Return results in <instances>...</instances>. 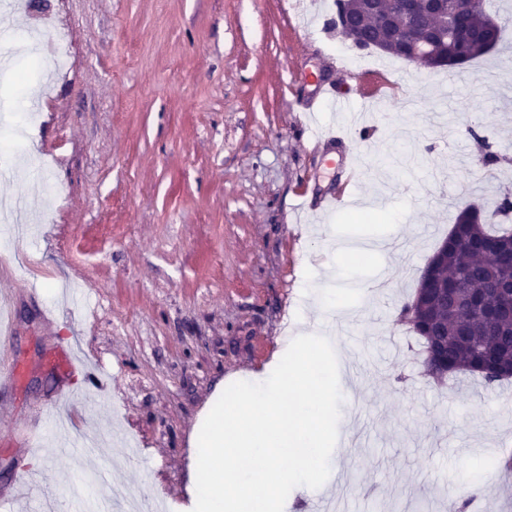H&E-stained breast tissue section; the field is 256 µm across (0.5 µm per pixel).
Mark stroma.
Here are the masks:
<instances>
[{"label":"stroma","mask_w":512,"mask_h":512,"mask_svg":"<svg viewBox=\"0 0 512 512\" xmlns=\"http://www.w3.org/2000/svg\"><path fill=\"white\" fill-rule=\"evenodd\" d=\"M322 0H20L0 12V200L37 217L0 252V323L14 322L24 367L0 416V491L30 466L27 493L93 492L79 441L31 465L18 432L59 389L82 428L115 424L144 450L99 449L137 494L187 512L193 448L223 383L261 372L306 323L305 287H337L352 318L325 332L343 395L339 431L319 489L338 512H512V379L488 387L462 374L435 384L421 341L399 321L421 271L450 231L460 197L512 193V165L478 172L471 130L512 157V6L487 0L504 32L497 48L453 70H424L376 53L384 97L339 109L324 87L353 84L364 51ZM66 23L75 65L30 51ZM38 89L42 110L30 108ZM346 131L343 142L327 135ZM363 168L347 205L317 204ZM348 246L387 248L349 261ZM386 276L384 298L357 285ZM69 343L97 371L86 385L44 366ZM484 481L466 482L468 472Z\"/></svg>","instance_id":"35a3bbf8"}]
</instances>
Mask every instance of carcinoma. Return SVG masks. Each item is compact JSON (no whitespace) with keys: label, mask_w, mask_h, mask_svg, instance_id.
Masks as SVG:
<instances>
[{"label":"carcinoma","mask_w":512,"mask_h":512,"mask_svg":"<svg viewBox=\"0 0 512 512\" xmlns=\"http://www.w3.org/2000/svg\"><path fill=\"white\" fill-rule=\"evenodd\" d=\"M342 7L359 37V48L381 41L379 22L365 4L336 3V8ZM476 7L479 13L459 21L448 40L436 45V67L463 65L499 44L502 28L486 13L484 0H477ZM471 135L482 167L494 168L505 161L487 136L474 131ZM492 215L512 217V196L497 198L490 211L466 199L460 201L455 224L430 259L448 274L447 279L436 281V287L448 289V307L439 303L434 292L418 289L401 309L402 321L423 341L426 375L436 381L461 372L479 376L488 385L509 379L512 322L464 309L470 297L496 304L501 283L512 274V227L488 223Z\"/></svg>","instance_id":"cac0c4a2"}]
</instances>
